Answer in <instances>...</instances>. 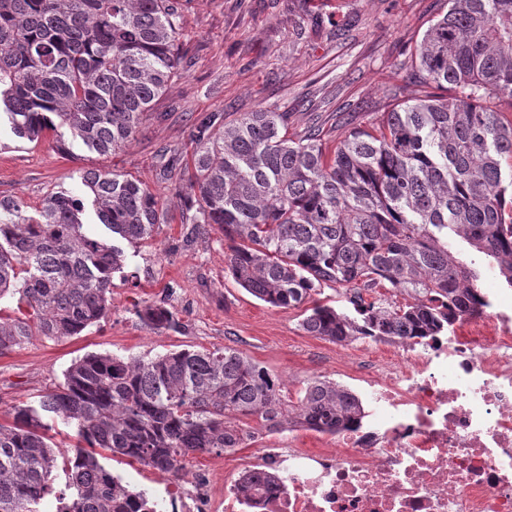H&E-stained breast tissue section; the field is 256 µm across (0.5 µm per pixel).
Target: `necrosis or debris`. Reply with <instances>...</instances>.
<instances>
[{
	"mask_svg": "<svg viewBox=\"0 0 512 512\" xmlns=\"http://www.w3.org/2000/svg\"><path fill=\"white\" fill-rule=\"evenodd\" d=\"M446 335L400 339L357 379L369 408L319 448H264L248 466L276 479L173 486L156 512H512V291L479 285Z\"/></svg>",
	"mask_w": 512,
	"mask_h": 512,
	"instance_id": "obj_1",
	"label": "necrosis or debris"
}]
</instances>
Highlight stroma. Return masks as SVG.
<instances>
[{
    "instance_id": "1",
    "label": "stroma",
    "mask_w": 512,
    "mask_h": 512,
    "mask_svg": "<svg viewBox=\"0 0 512 512\" xmlns=\"http://www.w3.org/2000/svg\"><path fill=\"white\" fill-rule=\"evenodd\" d=\"M181 60L153 115L131 143L101 156L81 146L60 154L53 136L38 144L17 142L0 126V197L40 206L46 193L84 196L89 170L133 176L170 197L168 221L156 225L140 247L125 246V269L112 279V310L99 324L62 341L34 337L0 355V422L12 407L38 400L64 380L68 367L89 354L152 358L172 350L228 346L264 366L297 399L313 378L356 388L350 366L379 359L392 342L363 338L341 345L307 334L298 309H281L238 285L225 261L227 246L216 229L192 232L173 200V184L156 179L161 158L182 163L192 145L189 129L206 112L236 118L267 110L288 115V134L321 127L328 146L353 128L367 127L393 104L419 97L413 49L429 22L446 11V0H179ZM164 302L177 328L158 330L144 322V305ZM312 441L297 428L258 429L254 442L230 453L189 456L181 477L116 455L104 465L130 490L164 495L198 470L233 472L264 446L291 438Z\"/></svg>"
}]
</instances>
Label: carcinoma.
Here are the masks:
<instances>
[{
	"mask_svg": "<svg viewBox=\"0 0 512 512\" xmlns=\"http://www.w3.org/2000/svg\"><path fill=\"white\" fill-rule=\"evenodd\" d=\"M178 0H0V120L22 142L48 133L107 156L125 148L150 116L180 61ZM425 97L382 113L375 131L354 128L326 153L317 129L288 138V113L207 112L192 126L188 178L175 187L196 232L229 242L232 277L264 302L304 308L301 326L340 344L361 337L427 338L476 303L465 241L512 288V0H448L416 48ZM444 91L441 96L437 91ZM100 223L83 231V200L49 192L35 214L0 198V355L34 336H78L110 311L121 242L142 244L167 219L145 183L104 170L83 175ZM353 288L354 314L313 301L321 285ZM378 288L408 295L394 302ZM311 307H306V304ZM140 316L176 325L157 303ZM360 397L329 380L288 400L266 368L229 348L150 359L87 355L35 405L0 423V512H40L63 473L70 494L57 512H152V499L99 461L119 454L172 475L185 457L240 448L250 421L270 433L299 425L335 432L358 421ZM74 428L54 445L48 420Z\"/></svg>",
	"mask_w": 512,
	"mask_h": 512,
	"instance_id": "1",
	"label": "carcinoma"
}]
</instances>
